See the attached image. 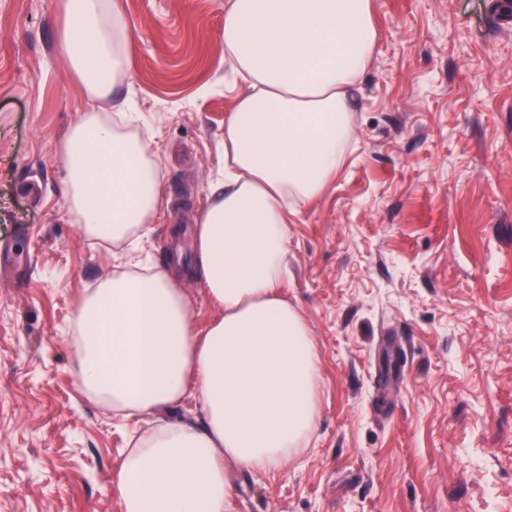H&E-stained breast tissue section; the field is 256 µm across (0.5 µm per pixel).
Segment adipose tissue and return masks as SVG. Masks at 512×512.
Returning a JSON list of instances; mask_svg holds the SVG:
<instances>
[{"label":"adipose tissue","instance_id":"1","mask_svg":"<svg viewBox=\"0 0 512 512\" xmlns=\"http://www.w3.org/2000/svg\"><path fill=\"white\" fill-rule=\"evenodd\" d=\"M62 43L90 100L131 73L122 0H65ZM377 44L371 0H228L221 51L243 81L224 122V180L196 218L193 270L219 309L194 326L181 257L117 271L73 320L77 378L113 415L161 424L128 449L115 481L122 512H231L229 468L268 471L309 440L319 412V357L279 293L286 211L335 178L354 131L350 92ZM153 133L117 103L70 127L66 207L83 233L139 242L161 205ZM198 423L169 420L187 398Z\"/></svg>","mask_w":512,"mask_h":512}]
</instances>
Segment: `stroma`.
Listing matches in <instances>:
<instances>
[{
  "label": "stroma",
  "mask_w": 512,
  "mask_h": 512,
  "mask_svg": "<svg viewBox=\"0 0 512 512\" xmlns=\"http://www.w3.org/2000/svg\"><path fill=\"white\" fill-rule=\"evenodd\" d=\"M376 52L324 194L288 215L283 290L320 358V408L232 512H512V19L498 0H371ZM129 99L188 233L224 176V0H124ZM61 0H0V512H121L146 417L79 393L70 327L121 251L67 212L59 145L90 103Z\"/></svg>",
  "instance_id": "stroma-1"
}]
</instances>
